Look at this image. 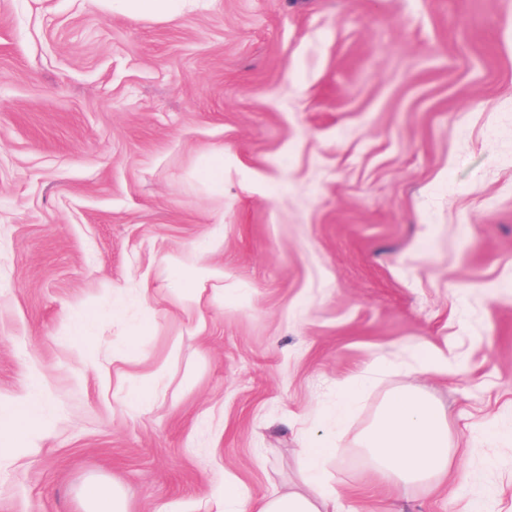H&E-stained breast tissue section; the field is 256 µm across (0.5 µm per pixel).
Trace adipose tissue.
<instances>
[{
	"mask_svg": "<svg viewBox=\"0 0 512 512\" xmlns=\"http://www.w3.org/2000/svg\"><path fill=\"white\" fill-rule=\"evenodd\" d=\"M372 477L384 484L438 485L455 467L448 420L418 388L392 392L363 436ZM339 437L307 442L305 488L261 497L244 495L225 482L219 500L224 512H342L340 497L324 482V473L342 453Z\"/></svg>",
	"mask_w": 512,
	"mask_h": 512,
	"instance_id": "1",
	"label": "adipose tissue"
}]
</instances>
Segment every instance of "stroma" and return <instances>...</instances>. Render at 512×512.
<instances>
[{
    "mask_svg": "<svg viewBox=\"0 0 512 512\" xmlns=\"http://www.w3.org/2000/svg\"><path fill=\"white\" fill-rule=\"evenodd\" d=\"M87 308L96 370L65 334ZM371 367L325 476L346 508L512 512V0H0V410L35 384L49 417L0 512H82L91 479L129 512L304 490L303 443ZM406 386L471 482L366 473ZM199 0H113L121 9L132 15L167 16L174 12L177 3Z\"/></svg>",
    "mask_w": 512,
    "mask_h": 512,
    "instance_id": "35a3bbf8",
    "label": "stroma"
}]
</instances>
